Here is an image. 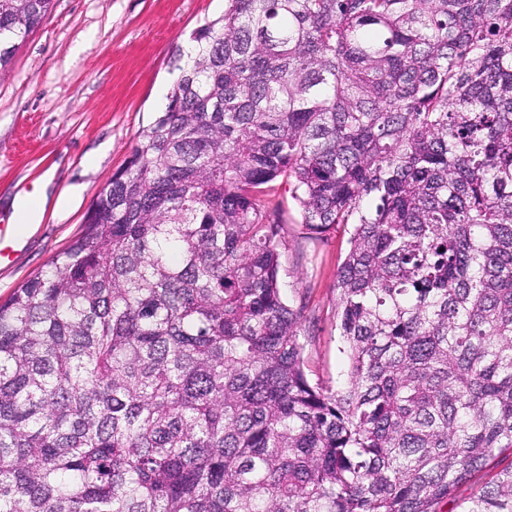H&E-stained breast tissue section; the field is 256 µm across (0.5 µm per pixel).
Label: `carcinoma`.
<instances>
[{"label":"carcinoma","mask_w":512,"mask_h":512,"mask_svg":"<svg viewBox=\"0 0 512 512\" xmlns=\"http://www.w3.org/2000/svg\"><path fill=\"white\" fill-rule=\"evenodd\" d=\"M53 0H0V72ZM0 304V512H441L512 451V0H224ZM347 381L282 296V189ZM460 512H512V464ZM285 197V242L280 249V280L284 300L298 304L305 296L308 313L314 319L306 336V368L313 383L341 385L346 379L347 357L336 318V269L349 249V233L343 227L331 230L322 240L302 236L298 206Z\"/></svg>","instance_id":"obj_1"}]
</instances>
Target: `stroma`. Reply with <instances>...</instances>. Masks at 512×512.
I'll use <instances>...</instances> for the list:
<instances>
[{
	"label": "stroma",
	"mask_w": 512,
	"mask_h": 512,
	"mask_svg": "<svg viewBox=\"0 0 512 512\" xmlns=\"http://www.w3.org/2000/svg\"><path fill=\"white\" fill-rule=\"evenodd\" d=\"M224 12V0H53L17 42L0 75V214L15 217L26 193L53 182L29 239L0 271V302L80 235L87 212L122 168L141 129L160 112L161 90L177 76L175 56L191 32ZM96 157L87 167L88 157ZM75 189L65 210L58 196ZM280 280L287 303L306 301L303 338L312 382L336 387L347 357L336 318V269L349 249L344 228L303 238L301 213L285 202Z\"/></svg>",
	"instance_id": "obj_1"
}]
</instances>
